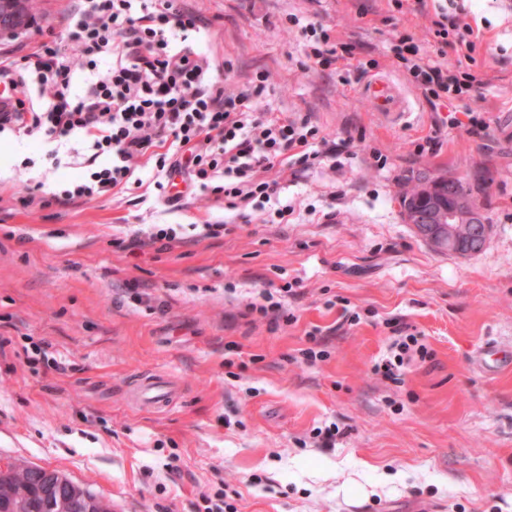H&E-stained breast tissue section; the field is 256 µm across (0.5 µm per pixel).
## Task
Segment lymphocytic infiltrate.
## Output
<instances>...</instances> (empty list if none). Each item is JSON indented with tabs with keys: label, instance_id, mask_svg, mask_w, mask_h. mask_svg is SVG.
I'll return each instance as SVG.
<instances>
[{
	"label": "lymphocytic infiltrate",
	"instance_id": "f902f5d3",
	"mask_svg": "<svg viewBox=\"0 0 512 512\" xmlns=\"http://www.w3.org/2000/svg\"><path fill=\"white\" fill-rule=\"evenodd\" d=\"M288 20L300 24L297 15ZM300 26L309 57L350 67L353 45L332 43L314 23ZM204 27L201 16L175 0H78L60 39L41 42L21 60L0 59V133L40 137L52 169L81 162L82 175L64 182L52 201L66 206L125 192L140 184V162L147 157L166 202L180 201L171 187L182 174L193 189L223 195L225 209L242 223L258 215L266 224H289L296 208L279 198L280 174L295 178L326 160L341 168L348 141L327 140L310 116L283 119L256 109L266 74L225 91L208 57L187 44ZM385 53L426 99L447 107L449 128L486 135L483 112L466 105L487 84L481 74L433 59L407 32ZM188 237L182 224H147L115 244L133 254L155 245L168 250ZM294 294L288 282L263 289L245 313L293 321L285 304ZM393 335L387 355L373 367L391 381L405 365L430 356L409 325H396Z\"/></svg>",
	"mask_w": 512,
	"mask_h": 512
}]
</instances>
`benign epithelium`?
<instances>
[{
	"instance_id": "benign-epithelium-1",
	"label": "benign epithelium",
	"mask_w": 512,
	"mask_h": 512,
	"mask_svg": "<svg viewBox=\"0 0 512 512\" xmlns=\"http://www.w3.org/2000/svg\"><path fill=\"white\" fill-rule=\"evenodd\" d=\"M403 211L421 239L460 257L479 253L491 233L480 207L457 191L449 179L417 181L404 200Z\"/></svg>"
}]
</instances>
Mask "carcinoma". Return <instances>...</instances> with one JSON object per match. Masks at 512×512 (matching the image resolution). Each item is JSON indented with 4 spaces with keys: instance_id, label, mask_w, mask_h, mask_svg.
I'll return each mask as SVG.
<instances>
[{
    "instance_id": "1",
    "label": "carcinoma",
    "mask_w": 512,
    "mask_h": 512,
    "mask_svg": "<svg viewBox=\"0 0 512 512\" xmlns=\"http://www.w3.org/2000/svg\"><path fill=\"white\" fill-rule=\"evenodd\" d=\"M53 486L45 482L43 468L25 460L13 461L6 471L0 470V512H62L61 503L81 504L84 497L95 500L91 508L75 512H112V504L94 494L63 473Z\"/></svg>"
}]
</instances>
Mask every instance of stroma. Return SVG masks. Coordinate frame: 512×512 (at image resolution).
<instances>
[{"label": "stroma", "instance_id": "stroma-1", "mask_svg": "<svg viewBox=\"0 0 512 512\" xmlns=\"http://www.w3.org/2000/svg\"><path fill=\"white\" fill-rule=\"evenodd\" d=\"M35 4L36 24L0 37L1 54L18 58L61 35L76 0ZM178 4L207 22L189 44L227 71L229 88L268 74L258 109L310 113L353 157L283 179L285 197L317 209L297 223L256 221L132 254L113 238L140 224L221 221L223 201L158 202L147 160L141 188L27 208L25 186L53 190L80 168L51 170L38 139L1 133L0 458L60 471L113 512H197L201 493L220 489L238 512H512V356L485 350L512 347V129L501 123L512 110V0H439L480 32L470 68L489 84L469 105L489 118L483 140L437 126L433 105L386 56L405 31L438 49L431 15L411 0ZM292 13L361 44L365 69L316 65ZM380 75L406 98L405 119L385 118L365 93ZM429 136L435 149L417 154ZM375 150L388 157L384 170L370 167ZM28 156L35 166L21 168ZM421 174L462 179L492 226L482 251L438 252L405 223L400 200ZM284 279L302 288L289 305L295 322L242 317L250 293ZM130 281L164 310L123 296ZM347 310L360 324L343 325ZM392 319L433 352L396 383L372 372ZM315 326L330 334V358L289 362ZM149 376L169 383V408L135 401ZM331 423L335 447L302 446Z\"/></svg>", "mask_w": 512, "mask_h": 512}]
</instances>
